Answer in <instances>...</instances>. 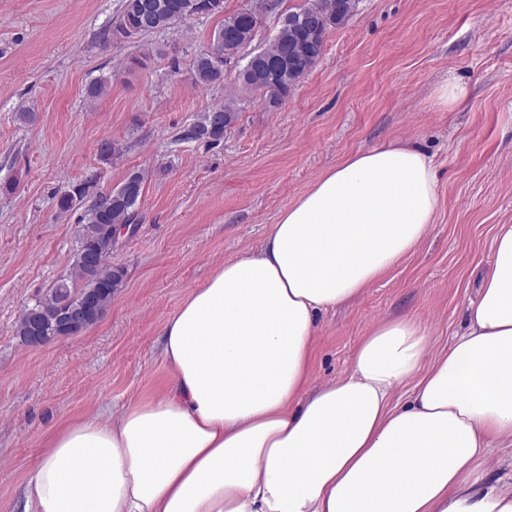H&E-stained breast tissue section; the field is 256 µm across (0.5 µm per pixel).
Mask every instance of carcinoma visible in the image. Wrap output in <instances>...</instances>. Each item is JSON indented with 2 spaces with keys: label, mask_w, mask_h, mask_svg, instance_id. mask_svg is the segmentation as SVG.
<instances>
[{
  "label": "carcinoma",
  "mask_w": 512,
  "mask_h": 512,
  "mask_svg": "<svg viewBox=\"0 0 512 512\" xmlns=\"http://www.w3.org/2000/svg\"><path fill=\"white\" fill-rule=\"evenodd\" d=\"M142 2L122 0L119 16L107 31L108 38L118 41L171 30L192 17L224 11V0H148L152 7L145 14L140 9ZM353 10L354 0H307L305 6L283 18L267 47L248 56L238 72V81L247 89L263 93L270 104H279L319 60L327 31L342 25ZM254 25L253 17L245 9L225 16L214 39V43L220 44V55L209 50L195 58V82L203 86L223 83L225 60L238 54L237 45L224 42V30H233L239 42L250 43ZM237 114L234 102L227 101L200 113L188 135L194 140L218 142L234 125ZM143 186L144 176L132 172L120 187L109 191L99 190L95 178L87 177L70 183L59 194L57 206L63 212L80 204L88 208L71 276L54 282L30 307L40 316L45 335H55L62 303L75 299L80 288L94 289L100 307L111 304L124 270L109 262L112 257L110 230L140 223L138 208Z\"/></svg>",
  "instance_id": "carcinoma-1"
}]
</instances>
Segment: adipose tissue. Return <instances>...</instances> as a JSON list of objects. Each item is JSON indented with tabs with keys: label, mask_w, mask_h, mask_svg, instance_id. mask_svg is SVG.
Instances as JSON below:
<instances>
[{
	"label": "adipose tissue",
	"mask_w": 512,
	"mask_h": 512,
	"mask_svg": "<svg viewBox=\"0 0 512 512\" xmlns=\"http://www.w3.org/2000/svg\"><path fill=\"white\" fill-rule=\"evenodd\" d=\"M439 206L412 147L326 170L260 255L226 260L166 320L161 397L50 434L23 512H512V482L471 479L512 448L511 224L447 351L429 359L427 330L392 320L345 377L307 388L319 315L412 253Z\"/></svg>",
	"instance_id": "obj_1"
}]
</instances>
